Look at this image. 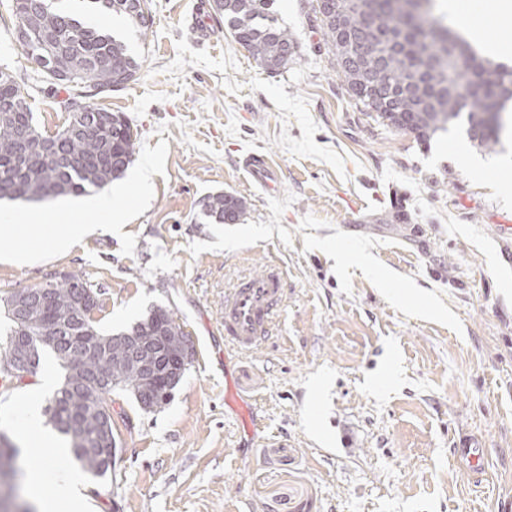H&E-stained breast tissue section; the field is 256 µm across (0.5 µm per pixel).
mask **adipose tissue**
<instances>
[{
    "label": "adipose tissue",
    "instance_id": "ef3b65f1",
    "mask_svg": "<svg viewBox=\"0 0 512 512\" xmlns=\"http://www.w3.org/2000/svg\"><path fill=\"white\" fill-rule=\"evenodd\" d=\"M89 231L86 224H45L37 214L31 215L24 224H1L0 259L23 262L37 255L67 250L78 245ZM54 385V370L46 368L37 383L16 394L10 407L0 416L16 425L22 444L44 448V455L30 464L33 481L51 478L58 502L68 505L71 512H82V478L75 471L59 467L64 443L42 424L39 396Z\"/></svg>",
    "mask_w": 512,
    "mask_h": 512
}]
</instances>
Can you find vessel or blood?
<instances>
[{
	"mask_svg": "<svg viewBox=\"0 0 512 512\" xmlns=\"http://www.w3.org/2000/svg\"><path fill=\"white\" fill-rule=\"evenodd\" d=\"M251 176L275 188L277 174L268 158L251 153L243 160ZM283 274L271 266L260 275L244 278L224 294V343L237 352L258 348L271 334L283 302Z\"/></svg>",
	"mask_w": 512,
	"mask_h": 512,
	"instance_id": "b4317fda",
	"label": "vessel or blood"
}]
</instances>
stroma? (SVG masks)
<instances>
[{
  "mask_svg": "<svg viewBox=\"0 0 512 512\" xmlns=\"http://www.w3.org/2000/svg\"><path fill=\"white\" fill-rule=\"evenodd\" d=\"M314 2L276 0L299 57L270 73L210 0H145L146 32L120 31L136 80L95 98L137 133L127 172L105 188L122 232L0 262L1 297L79 274L101 333L161 306L189 336L164 409L113 391L115 463L105 481L85 479L86 512H512V146L486 153L457 126L423 144L365 111ZM12 5L0 0V66L52 135L67 94L21 51ZM464 5L511 51L491 63L512 66L490 0ZM252 152L274 165L276 188L245 170ZM222 192L245 202L241 221L203 215ZM71 201L0 211L60 224ZM270 264L285 274L272 338L225 351V289ZM231 391L254 436L225 407ZM467 440L486 450L477 477L452 455Z\"/></svg>",
  "mask_w": 512,
  "mask_h": 512,
  "instance_id": "stroma-1",
  "label": "stroma"
}]
</instances>
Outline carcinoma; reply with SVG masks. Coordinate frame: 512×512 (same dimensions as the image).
Masks as SVG:
<instances>
[{"mask_svg":"<svg viewBox=\"0 0 512 512\" xmlns=\"http://www.w3.org/2000/svg\"><path fill=\"white\" fill-rule=\"evenodd\" d=\"M274 0H212L235 40L267 71L276 72L298 57V45L277 24ZM436 0H316L313 6L324 45L348 93L393 128L409 131L426 143L461 123L478 147L495 152L512 125V112L500 98L512 96V69L491 65L457 36L450 35L445 17L436 16ZM85 16L52 6L32 20L31 46L55 40L54 59L44 66L52 83L73 94L67 99L68 124L54 135L42 133L33 120L29 94L14 76L0 71V199L38 202L43 197L101 189L120 177L136 150L137 134L117 112L87 101L81 92L97 95L137 78L139 62L128 44L87 21L104 8L137 28L147 27L144 11L126 0H84ZM364 33L376 52L357 64L343 35ZM203 212L217 223H236L244 202L230 194L205 198ZM87 282L78 274L45 285L50 302L37 315L45 329L67 326L66 345L50 347L64 369L62 386L48 398L49 422L71 447L74 460L94 479H103L116 442L102 438L98 408L108 404L115 389L127 391L140 408L159 411L170 402L164 372L186 370L178 355L187 334L172 313L156 307L122 333L112 345L91 352L83 331L96 330L91 313L96 305L80 306L77 288ZM104 372L112 381L96 383ZM20 451L0 432V487L16 512H32L18 501Z\"/></svg>","mask_w":512,"mask_h":512,"instance_id":"1","label":"carcinoma"}]
</instances>
